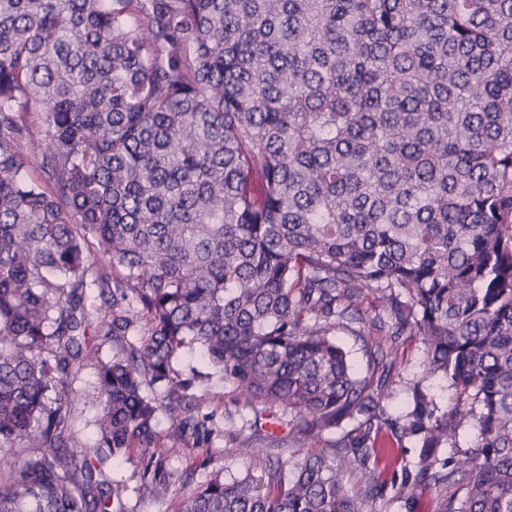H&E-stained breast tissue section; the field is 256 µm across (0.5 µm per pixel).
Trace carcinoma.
Segmentation results:
<instances>
[{
    "mask_svg": "<svg viewBox=\"0 0 512 512\" xmlns=\"http://www.w3.org/2000/svg\"><path fill=\"white\" fill-rule=\"evenodd\" d=\"M370 298L377 368L419 337L448 410L415 385L388 421L354 376L336 331ZM194 347L253 412L234 452L286 440L293 470L170 496L158 413L220 433ZM384 424L421 443L406 512H512V0H0V512H127L103 466L133 454L167 512H368ZM94 382V369L88 367L85 369L81 379H78L72 385L71 399L81 412L76 424L75 435L82 443L92 442L95 436L94 420L96 409L89 402L88 394L92 391Z\"/></svg>",
    "mask_w": 512,
    "mask_h": 512,
    "instance_id": "cac0c4a2",
    "label": "carcinoma"
}]
</instances>
